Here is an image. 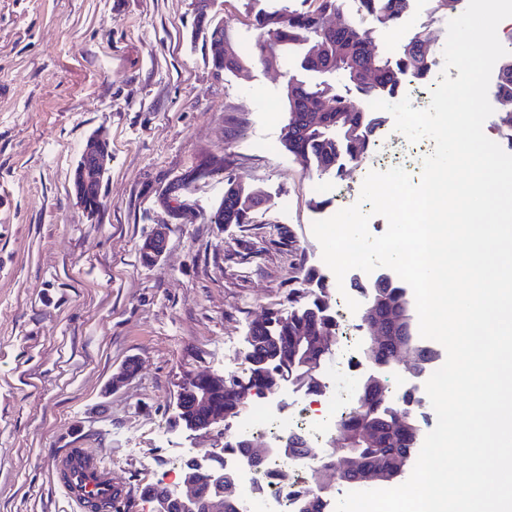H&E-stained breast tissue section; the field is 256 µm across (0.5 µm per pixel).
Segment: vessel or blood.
Listing matches in <instances>:
<instances>
[{"label": "vessel or blood", "instance_id": "obj_1", "mask_svg": "<svg viewBox=\"0 0 512 512\" xmlns=\"http://www.w3.org/2000/svg\"><path fill=\"white\" fill-rule=\"evenodd\" d=\"M54 468L69 498L83 512H119L128 497V489L123 488L111 469L84 449H70L57 459Z\"/></svg>", "mask_w": 512, "mask_h": 512}]
</instances>
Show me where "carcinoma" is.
I'll list each match as a JSON object with an SVG mask.
<instances>
[{"label":"carcinoma","instance_id":"obj_1","mask_svg":"<svg viewBox=\"0 0 512 512\" xmlns=\"http://www.w3.org/2000/svg\"><path fill=\"white\" fill-rule=\"evenodd\" d=\"M410 2L360 0L363 19L378 25H388L401 19L408 11ZM337 10L339 0H302L297 8L257 11L253 15L252 25L258 32L256 49L260 60L272 57L278 61L291 47L299 45L303 47L299 68L325 77L315 89L294 75L286 80L285 89L295 90L296 95L286 96L288 138L282 143L288 152L307 163L316 164L322 172L330 171L338 175L343 171V159L358 163L364 158L384 126L378 113L364 111L349 97V92L354 90L361 98L393 97L404 90L403 76L424 79L430 73L435 57L430 46L431 39L424 33L414 36L402 56L392 61L369 49L371 29L361 23L347 21L331 34L324 31L320 19ZM318 41L323 42L322 54L314 56L311 44ZM367 67L375 68L381 80H363L362 71ZM498 74L504 76V81L497 86V97L503 106V139L512 150V59L499 66ZM326 100L333 104V112L339 113V116L332 115L316 125L303 119L301 112L312 107L319 108ZM254 199L255 192H245L240 184L229 185L224 191V201L210 223H248ZM303 278L316 281L318 293L308 303L292 306L286 313L280 310L269 312L267 337L248 342L245 357H252L258 363L264 358L269 360L265 372L281 383H297L306 387L308 393L317 395L325 388L317 373L308 372L297 359L283 363L277 354L276 338L298 336L303 326H323L329 329L331 335H336L338 324L330 311L329 291L324 276L308 269ZM381 292L390 305V313L385 317L386 331L405 341L412 352L419 355L429 353L427 363L421 368V373H427L438 355L435 347L415 336L414 314L407 286L390 273ZM398 401L404 406L401 413L387 398L368 410L358 404L350 409L348 417L340 420L339 425L347 428L352 435L353 448L361 465L386 467L394 457H410L420 446V438L412 445L400 444L391 431V422L399 415L405 416L419 430H424L427 420L420 411V397L414 390L405 391ZM367 428L376 431V437L368 444L360 438ZM232 450L241 456L249 452L236 439L224 442L223 454L214 456L213 464L206 472L210 478L209 485L214 487L220 482L226 486L236 485V471L224 464V452Z\"/></svg>","mask_w":512,"mask_h":512}]
</instances>
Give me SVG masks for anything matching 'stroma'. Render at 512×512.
I'll return each instance as SVG.
<instances>
[{"label": "stroma", "mask_w": 512, "mask_h": 512, "mask_svg": "<svg viewBox=\"0 0 512 512\" xmlns=\"http://www.w3.org/2000/svg\"><path fill=\"white\" fill-rule=\"evenodd\" d=\"M300 2L215 0L244 65L218 74L192 0H0V512H75L51 471L71 448L130 485L123 512H153L144 490L179 453L216 452L240 423H178L186 376L249 375L252 324L287 308L291 289L310 299L301 269L339 295L313 222L355 204L370 171L419 181L434 143L408 141L390 115L339 178L284 148L283 85L300 51L265 67L251 15ZM448 22L412 0L398 23L374 26L371 46L394 60L424 32L440 53ZM95 133L111 149L98 215L72 189ZM234 181L260 204L249 223H211ZM160 224L167 249L144 265ZM130 359L136 375L112 387ZM368 374L391 387L410 376L403 361L354 375L333 355L319 377L353 403Z\"/></svg>", "instance_id": "1"}]
</instances>
